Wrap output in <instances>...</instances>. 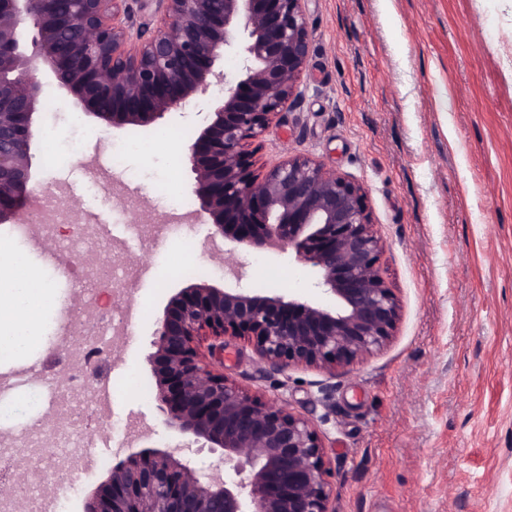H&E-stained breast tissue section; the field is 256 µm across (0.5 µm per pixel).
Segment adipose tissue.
<instances>
[{"label": "adipose tissue", "instance_id": "adipose-tissue-1", "mask_svg": "<svg viewBox=\"0 0 512 512\" xmlns=\"http://www.w3.org/2000/svg\"><path fill=\"white\" fill-rule=\"evenodd\" d=\"M52 290L21 255L0 249V362H12L40 342Z\"/></svg>", "mask_w": 512, "mask_h": 512}]
</instances>
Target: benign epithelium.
Here are the masks:
<instances>
[{
	"label": "benign epithelium",
	"mask_w": 512,
	"mask_h": 512,
	"mask_svg": "<svg viewBox=\"0 0 512 512\" xmlns=\"http://www.w3.org/2000/svg\"><path fill=\"white\" fill-rule=\"evenodd\" d=\"M139 2L0 0L1 224L17 223L44 192L35 146L45 83L114 129H153L207 94L224 57L239 67L182 154L196 215L224 240L233 282H190L171 296L147 358L156 408L188 442L170 450L142 436L81 512H333L315 423L212 362L225 337L243 336L271 372L305 366L334 377L386 346L400 319L363 185L304 154L261 172L248 151L304 96L306 0H159L153 27L136 23ZM239 249L291 252L328 302L242 287ZM114 355L113 346L91 352L82 370L94 376Z\"/></svg>",
	"instance_id": "obj_1"
}]
</instances>
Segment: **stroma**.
I'll return each mask as SVG.
<instances>
[{
    "label": "stroma",
    "mask_w": 512,
    "mask_h": 512,
    "mask_svg": "<svg viewBox=\"0 0 512 512\" xmlns=\"http://www.w3.org/2000/svg\"><path fill=\"white\" fill-rule=\"evenodd\" d=\"M306 9V92L259 138L255 166L307 154L364 186L401 316L381 351L333 377L302 366L270 373L243 339L228 340L224 374L312 418L331 459L334 512H512V0H308ZM43 96L52 106L41 116L40 178L66 186L75 218L97 222L118 257L137 264L134 296L145 310L109 367L118 387L108 409L89 417L84 437L96 455H111L125 438L114 423L136 417L160 443L178 446L181 436L141 391L154 382L155 322L186 283L178 267L215 283L224 268L204 222L160 240L129 227L171 214L179 201L198 207L180 151L207 107L171 114L173 136L160 141L155 130H116L77 112L53 86ZM133 140L137 149L112 177L114 191L132 195L126 204L85 164ZM0 245L35 264L60 305H81L79 283L61 272L92 265L93 253L50 262L5 224ZM235 259L244 287L266 292L273 271L275 293L321 296L294 257L240 251ZM57 331V314L47 313L28 357L37 372L27 401L0 416V434L40 419Z\"/></svg>",
    "instance_id": "35a3bbf8"
}]
</instances>
